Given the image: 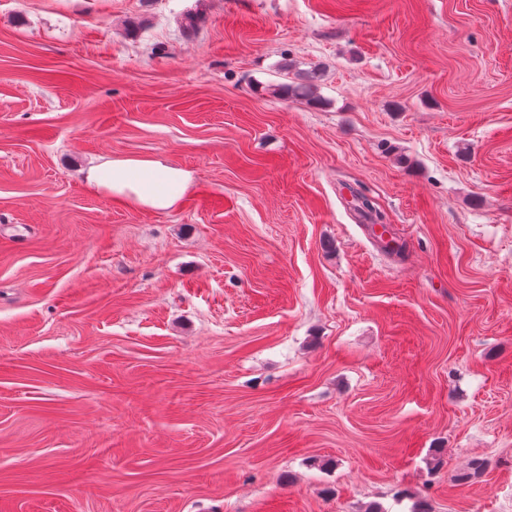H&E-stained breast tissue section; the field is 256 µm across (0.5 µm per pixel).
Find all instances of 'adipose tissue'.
Here are the masks:
<instances>
[{"instance_id": "ef3b65f1", "label": "adipose tissue", "mask_w": 512, "mask_h": 512, "mask_svg": "<svg viewBox=\"0 0 512 512\" xmlns=\"http://www.w3.org/2000/svg\"><path fill=\"white\" fill-rule=\"evenodd\" d=\"M191 180L185 168L158 158L135 156L103 160L85 174L91 191L154 212L176 210Z\"/></svg>"}]
</instances>
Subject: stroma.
<instances>
[{"mask_svg":"<svg viewBox=\"0 0 512 512\" xmlns=\"http://www.w3.org/2000/svg\"><path fill=\"white\" fill-rule=\"evenodd\" d=\"M419 502L512 512V0H0V512ZM191 180L185 168L158 158L135 156L103 160L85 174L91 191L154 212L176 210Z\"/></svg>","mask_w":512,"mask_h":512,"instance_id":"obj_1","label":"stroma"}]
</instances>
